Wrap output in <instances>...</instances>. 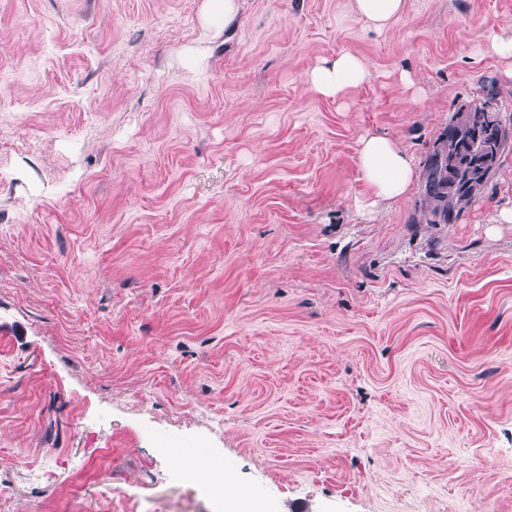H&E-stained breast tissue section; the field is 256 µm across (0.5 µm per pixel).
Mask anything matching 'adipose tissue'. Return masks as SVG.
<instances>
[{"label": "adipose tissue", "mask_w": 512, "mask_h": 512, "mask_svg": "<svg viewBox=\"0 0 512 512\" xmlns=\"http://www.w3.org/2000/svg\"><path fill=\"white\" fill-rule=\"evenodd\" d=\"M369 77L363 59L344 52L315 66L308 74L307 88L315 95L336 97ZM356 165L363 184L356 207L367 215L380 205L409 196L416 183L413 155L398 140L385 134L369 133L359 139Z\"/></svg>", "instance_id": "obj_1"}]
</instances>
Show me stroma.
<instances>
[{
  "instance_id": "stroma-1",
  "label": "stroma",
  "mask_w": 512,
  "mask_h": 512,
  "mask_svg": "<svg viewBox=\"0 0 512 512\" xmlns=\"http://www.w3.org/2000/svg\"><path fill=\"white\" fill-rule=\"evenodd\" d=\"M206 2L0 0V512H217L161 443L276 512H512V151L456 223L355 207L361 136L512 107V0ZM405 0H355V11L378 30L387 29L404 12ZM369 77L370 71L363 59L354 53L344 52L315 66L308 74L307 88L315 95L337 97Z\"/></svg>"
}]
</instances>
